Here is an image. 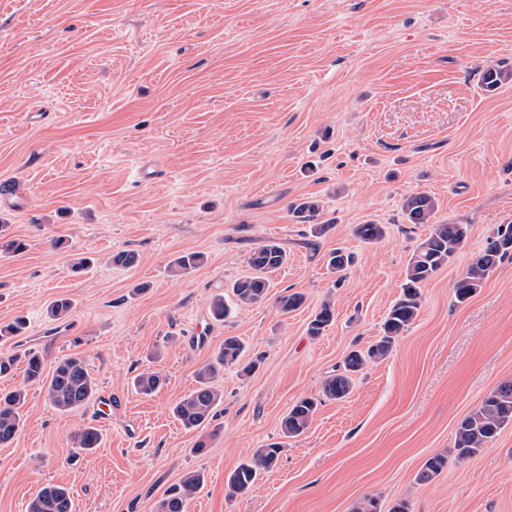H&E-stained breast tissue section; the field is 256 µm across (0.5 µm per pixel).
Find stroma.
<instances>
[{
	"label": "stroma",
	"instance_id": "stroma-1",
	"mask_svg": "<svg viewBox=\"0 0 512 512\" xmlns=\"http://www.w3.org/2000/svg\"><path fill=\"white\" fill-rule=\"evenodd\" d=\"M496 65L512 68V0H0V184L26 188L0 201L26 244L0 251V327L26 321L0 350L36 351L49 369L78 353L111 402L64 414L30 386L0 446V512H26L49 483L69 489L73 512H159L190 471L204 485L185 512H354L369 497L380 512L400 499L412 512H512V425L417 479L512 379V257L467 302L453 296L512 222V81L478 82ZM414 192L437 200L433 224L469 225L467 242L422 285L392 353L283 440L288 408L379 336L432 226L403 218ZM307 200L323 235L290 212ZM366 222L384 238L354 237ZM268 239L288 263L265 303L214 320L211 299ZM338 248L354 256L339 275L327 268ZM122 250L134 267L110 264ZM189 252L205 263L173 274ZM79 257L94 265L76 274ZM294 292L303 306L281 314L277 297ZM59 297L74 302L62 324L46 314ZM327 298L336 320L310 336ZM228 336L259 366L224 368L217 417L185 429L171 409ZM152 364L167 381L145 396L131 381ZM86 424L102 435L89 453L70 440ZM278 441L277 465L229 495V474Z\"/></svg>",
	"mask_w": 512,
	"mask_h": 512
}]
</instances>
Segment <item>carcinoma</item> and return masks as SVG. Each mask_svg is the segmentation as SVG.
<instances>
[{"instance_id":"cac0c4a2","label":"carcinoma","mask_w":512,"mask_h":512,"mask_svg":"<svg viewBox=\"0 0 512 512\" xmlns=\"http://www.w3.org/2000/svg\"><path fill=\"white\" fill-rule=\"evenodd\" d=\"M512 80V70L489 67L481 71L480 85L495 90ZM437 208L435 198L423 192L404 197L401 212L410 224H427ZM470 228L467 224H435L428 236L418 244L409 259L402 293L390 307L382 324L381 335L364 350L352 351L343 368L327 377L322 386V396L341 400L353 389V377L369 362L383 360L392 352L397 338L411 325L420 312V287L437 271L447 266L457 250L465 243ZM354 234L365 243H375L383 238L385 228L381 224H358ZM512 255V223L500 224L488 236L467 273L454 286L457 302L463 303L480 288L486 278L504 257ZM205 261L203 254L192 252L174 259L177 272L188 273ZM288 255L275 241L268 240L255 248L248 257L252 273L237 279L231 285L235 305L247 306L263 301L270 288L268 274L286 265ZM304 296L299 293L278 298L280 313L287 314L299 309ZM72 309V301L61 297L50 302L48 316L54 321L64 320ZM216 321L226 320L231 306L224 295L214 296L209 308ZM335 319L331 302L321 304L308 326L311 336L320 335ZM244 343L236 336L224 337L215 361L196 370L197 386L182 397L172 408V414L188 428H199L211 420L223 400L216 379L222 368L238 364L244 355ZM24 385L6 393L0 392V445L10 443L22 425V408L27 401L26 386L38 385L45 392L49 403L58 411L69 413L87 407L98 395V385L91 375L86 360L78 354L68 355L56 362L52 372L44 374L42 358L34 351L24 354ZM165 382L161 373L146 369L135 377L133 387L141 394L155 393ZM320 400L305 397L295 402L281 422L285 438H297L306 432L318 410ZM512 424V379L506 380L490 391L481 403L471 410L458 424L453 455L437 454L429 458L418 475L421 481L438 476L452 460L464 461L492 443L500 431ZM72 447L91 451L100 446L102 436L97 427L84 425L70 435ZM281 452V445L272 443L256 449L251 457L241 463L227 479L230 495L250 489L258 476L272 469ZM204 475L199 471L186 473L161 502V512H184L186 503L203 485ZM27 512H72L69 491L60 485H46L29 502Z\"/></svg>"}]
</instances>
